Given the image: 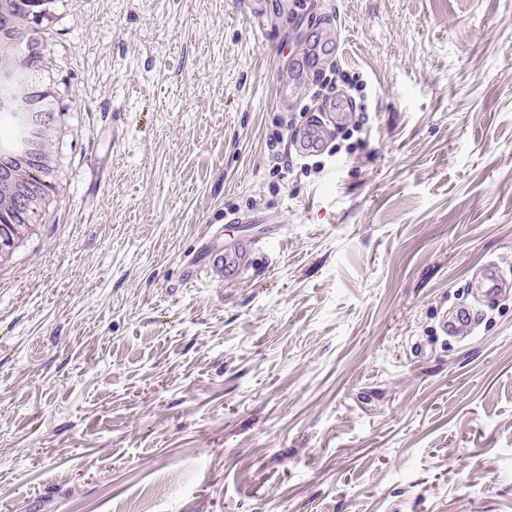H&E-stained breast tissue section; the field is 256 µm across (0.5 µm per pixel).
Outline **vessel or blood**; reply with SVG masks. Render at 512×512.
Instances as JSON below:
<instances>
[{
  "instance_id": "1",
  "label": "vessel or blood",
  "mask_w": 512,
  "mask_h": 512,
  "mask_svg": "<svg viewBox=\"0 0 512 512\" xmlns=\"http://www.w3.org/2000/svg\"><path fill=\"white\" fill-rule=\"evenodd\" d=\"M353 111L348 97L340 95L330 99L321 119L312 121L296 129L290 144L303 157L318 153L326 139L328 129L332 126L346 124ZM215 242L203 246L198 262L204 271L224 281L238 279L248 269L252 256L263 238L259 235H240L225 238L223 231H216ZM479 284L487 296L499 294L503 288L511 285L497 264L488 263L479 271ZM478 323L470 305L461 303L442 314L438 323L439 332L444 336L467 337L477 328Z\"/></svg>"
}]
</instances>
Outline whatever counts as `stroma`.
Listing matches in <instances>:
<instances>
[{"label": "stroma", "mask_w": 512, "mask_h": 512, "mask_svg": "<svg viewBox=\"0 0 512 512\" xmlns=\"http://www.w3.org/2000/svg\"><path fill=\"white\" fill-rule=\"evenodd\" d=\"M60 189L0 260V512H512V0H57ZM372 100L305 173L274 120ZM234 213L276 234L189 277ZM430 347L410 356L414 341ZM340 80L342 84L348 88L349 91H353L360 99L363 101V103L360 104L359 108L362 114V119L364 120L368 117V105L364 102L367 101L368 96L366 94V88H367V81L363 79V76L360 75V73L357 72H350L344 71V70H338L336 71V82ZM480 288H485L484 297H492L499 294L503 288H510L511 280L508 281L504 273L496 263H487L479 271ZM478 326L473 314V309L466 303L457 304L448 314L445 310L439 320V333L443 336L466 338L472 334Z\"/></svg>", "instance_id": "1"}]
</instances>
